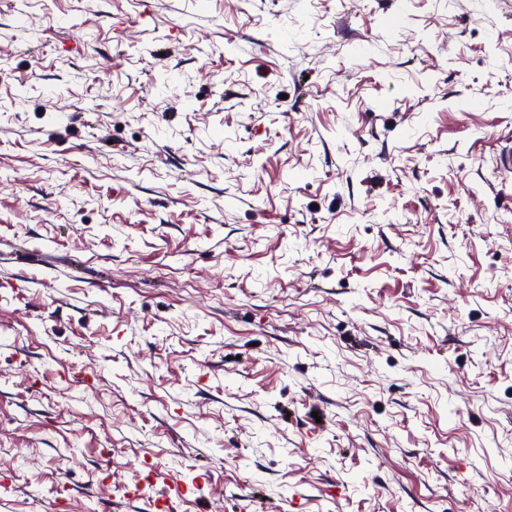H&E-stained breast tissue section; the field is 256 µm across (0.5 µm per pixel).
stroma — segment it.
<instances>
[{"mask_svg": "<svg viewBox=\"0 0 512 512\" xmlns=\"http://www.w3.org/2000/svg\"><path fill=\"white\" fill-rule=\"evenodd\" d=\"M511 148L512 0H0V512H512ZM152 472V470H150ZM153 483L160 482L161 492L157 495L155 500L153 501L151 510L155 512H167L171 511V500L167 493V489L171 488V486L181 485L180 478L175 474H168L166 476H160L156 471H153L151 474V479Z\"/></svg>", "mask_w": 512, "mask_h": 512, "instance_id": "1", "label": "stroma"}]
</instances>
